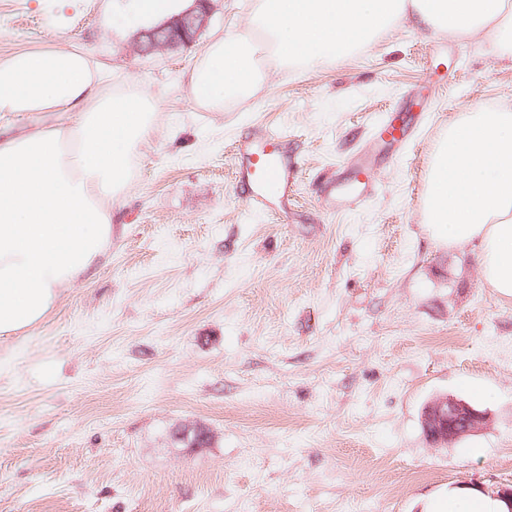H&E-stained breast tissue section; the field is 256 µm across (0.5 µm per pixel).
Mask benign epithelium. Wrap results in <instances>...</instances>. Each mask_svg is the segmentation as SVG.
<instances>
[{"mask_svg": "<svg viewBox=\"0 0 512 512\" xmlns=\"http://www.w3.org/2000/svg\"><path fill=\"white\" fill-rule=\"evenodd\" d=\"M202 4L199 12L186 11L168 21L164 26L166 37L154 40L151 48H174L179 37L192 36L206 27L210 18V0H196ZM488 412L474 408L454 396H439L422 411L421 424L427 441L434 446H447L484 430L489 423Z\"/></svg>", "mask_w": 512, "mask_h": 512, "instance_id": "7a95c632", "label": "benign epithelium"}]
</instances>
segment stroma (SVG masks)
<instances>
[{
    "mask_svg": "<svg viewBox=\"0 0 512 512\" xmlns=\"http://www.w3.org/2000/svg\"><path fill=\"white\" fill-rule=\"evenodd\" d=\"M132 4L0 0L1 60L77 46L161 104L106 257L40 325L0 337V512H426L511 485L512 298L423 210L449 125L512 110V56L398 23L321 65H272L213 111L187 75L257 0H210L192 43L150 53ZM395 111L413 133L387 152L372 136ZM268 129L299 165L261 211L235 148ZM365 157L375 192L334 211ZM438 395L488 426L431 446L420 415ZM193 423L214 441L191 453L171 434Z\"/></svg>",
    "mask_w": 512,
    "mask_h": 512,
    "instance_id": "obj_1",
    "label": "stroma"
}]
</instances>
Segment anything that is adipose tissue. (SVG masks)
Wrapping results in <instances>:
<instances>
[{
	"mask_svg": "<svg viewBox=\"0 0 512 512\" xmlns=\"http://www.w3.org/2000/svg\"><path fill=\"white\" fill-rule=\"evenodd\" d=\"M400 21L512 50V0H259L246 28L206 47L189 74L191 94L223 110L262 84L257 51L314 63ZM158 108L140 87L104 89L102 66L80 49L0 61V117L70 116L0 140V337L39 325L59 289L106 256L112 208ZM423 222L438 244H477L485 286L512 297L511 112H467L449 127L427 177Z\"/></svg>",
	"mask_w": 512,
	"mask_h": 512,
	"instance_id": "ef3b65f1",
	"label": "adipose tissue"
}]
</instances>
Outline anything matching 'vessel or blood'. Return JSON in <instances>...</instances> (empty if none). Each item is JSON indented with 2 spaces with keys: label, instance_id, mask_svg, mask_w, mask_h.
<instances>
[{
  "label": "vessel or blood",
  "instance_id": "vessel-or-blood-1",
  "mask_svg": "<svg viewBox=\"0 0 512 512\" xmlns=\"http://www.w3.org/2000/svg\"><path fill=\"white\" fill-rule=\"evenodd\" d=\"M284 135L269 130L260 138L241 142L237 151L243 161L241 181L249 186L248 207L265 210L273 201L287 197L293 183L296 165L283 146ZM361 184L355 192L336 194L338 206L353 208L367 197L372 185V170L360 168Z\"/></svg>",
  "mask_w": 512,
  "mask_h": 512
}]
</instances>
